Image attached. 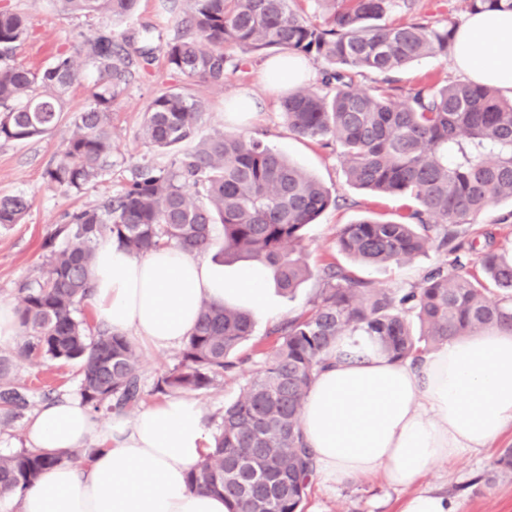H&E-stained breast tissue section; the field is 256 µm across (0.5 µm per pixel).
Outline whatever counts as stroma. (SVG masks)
<instances>
[{
  "label": "stroma",
  "mask_w": 512,
  "mask_h": 512,
  "mask_svg": "<svg viewBox=\"0 0 512 512\" xmlns=\"http://www.w3.org/2000/svg\"><path fill=\"white\" fill-rule=\"evenodd\" d=\"M21 12L28 24L29 37L16 50L15 61L26 68L46 65L60 50L75 51L91 32L113 27L117 39L133 36L136 46L152 50L155 61L148 69L135 72L127 88L112 104V168L95 184L78 193L50 186L43 178L47 165L65 148L71 134L70 122H62L51 134L23 142L0 140V194H21L30 209L22 223L0 228V301L16 302L22 284L33 282L43 261L44 239L61 224L66 213L91 208L119 193L134 166L151 163L169 165L170 150L156 148L140 135L145 110L161 91L180 86L182 79L165 62L168 42L176 32V13L170 0H140L136 13L120 24L106 17H67L54 12L51 0H0L1 7ZM244 71L227 75L223 86L199 82L195 92L202 100L203 115L198 134L216 131L251 133L265 131L266 144L304 168L340 196L339 206L329 207L306 229L305 260L313 275L294 293L271 289L275 317L254 320L253 334L242 349L247 359L225 374L206 391L194 392L202 407L209 430H216L225 404L237 399L240 389L261 361L259 348L269 344L268 332L274 325L308 309L320 281L318 272L334 263L354 271L376 288H407L427 271L441 264L444 253L429 249L404 265H361L338 253L334 247L336 230L369 214L396 218L399 200L379 198L348 186L336 151L292 135L279 109L280 94L261 79L264 55H245ZM453 55L438 54L409 64L400 75L401 86L410 88L421 81L438 83L459 80ZM250 99L257 107L252 114H233L226 107L234 100ZM140 376L144 389L143 405L160 401L154 393L157 379L179 360V349L164 351L138 345ZM12 372L29 390L30 405L22 417L0 428V451L9 453L25 447V427L48 400L76 395L79 372L75 363L42 359H14ZM512 447V429L500 435L488 448H480L458 461L438 465L425 473L419 488L442 493L453 501L458 512H512V479L497 476L495 461L500 449ZM407 493L385 484L381 477H366L335 487L312 481L305 512H400Z\"/></svg>",
  "instance_id": "stroma-1"
}]
</instances>
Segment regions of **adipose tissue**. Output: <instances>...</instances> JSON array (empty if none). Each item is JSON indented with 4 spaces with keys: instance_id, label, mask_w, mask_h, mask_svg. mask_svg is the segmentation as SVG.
Listing matches in <instances>:
<instances>
[{
    "instance_id": "ef3b65f1",
    "label": "adipose tissue",
    "mask_w": 512,
    "mask_h": 512,
    "mask_svg": "<svg viewBox=\"0 0 512 512\" xmlns=\"http://www.w3.org/2000/svg\"><path fill=\"white\" fill-rule=\"evenodd\" d=\"M456 69L512 94V12L469 15L455 35ZM267 269L232 278L202 253L162 247L142 256L100 241L91 268L97 321L156 350L192 333L202 301L273 316ZM512 427V330L449 341L419 364L365 347L318 373L301 415L316 477L342 484L382 476L411 488L432 467L487 447ZM30 448L87 454L46 471L29 488L0 495V512H228L221 496L192 490L188 474L213 440L197 402L173 395L135 418L99 421L81 398L44 407L26 426Z\"/></svg>"
}]
</instances>
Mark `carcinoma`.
<instances>
[{"label":"carcinoma","mask_w":512,"mask_h":512,"mask_svg":"<svg viewBox=\"0 0 512 512\" xmlns=\"http://www.w3.org/2000/svg\"><path fill=\"white\" fill-rule=\"evenodd\" d=\"M60 15L132 16L139 0H53ZM292 0H178L182 31L168 43V67L183 85L156 95L146 108L142 137L160 149L197 140L171 166L135 168L127 184L100 205L75 210L43 244L44 262L19 288L17 311L26 339L24 359L74 362L79 395L97 414L132 409L142 400L140 359L123 333L91 327L76 316L90 299L95 247L112 238L141 256L163 246L206 252L222 227L221 253L267 267L291 292L312 276L304 261V230L339 196L282 153L264 133L215 132L197 138L202 103L193 86L221 87L246 53H291L325 65L314 84L280 100L288 131L336 144L349 186L411 205L395 220L341 225L336 251L371 265L405 264L434 246L448 260L417 284L379 289L328 264L311 307L274 326L262 365L238 398L224 407L214 446L189 474V486L224 496L230 512H305L313 469L300 427L305 397L336 343L365 336L395 360L418 364L452 339L487 327L512 329V250L483 252L471 265L474 227L502 201L512 203V100L488 85L455 81L407 90L396 75L425 56L448 54L458 24L435 25L413 15L386 23L415 0H315L323 21L290 7ZM468 13L512 11V0H463ZM28 37L25 17L0 9V140L51 134L66 118V96L77 77L76 57L98 75L92 105L71 117L65 149L45 168L54 187L80 192L112 166V103L151 52H130L109 28L72 55L59 52L32 70L14 63ZM380 76L363 87L357 77ZM192 186L195 194L187 187ZM21 194L0 196V227L19 224L29 210ZM253 331L249 311L202 302L177 365L157 382L161 393L206 391L235 367L234 354ZM27 405L0 359V424ZM76 451L50 455L21 448L0 454V494L23 491Z\"/></svg>","instance_id":"carcinoma-1"}]
</instances>
